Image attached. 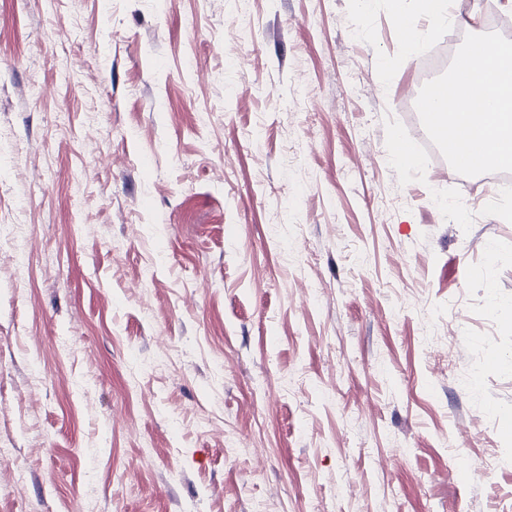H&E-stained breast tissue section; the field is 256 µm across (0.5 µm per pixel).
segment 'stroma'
I'll list each match as a JSON object with an SVG mask.
<instances>
[{"label": "stroma", "instance_id": "obj_1", "mask_svg": "<svg viewBox=\"0 0 512 512\" xmlns=\"http://www.w3.org/2000/svg\"><path fill=\"white\" fill-rule=\"evenodd\" d=\"M405 8L0 0V512H512V190L391 160L512 0Z\"/></svg>", "mask_w": 512, "mask_h": 512}]
</instances>
